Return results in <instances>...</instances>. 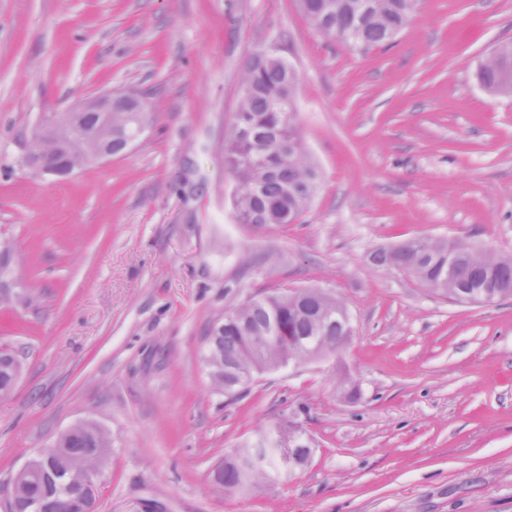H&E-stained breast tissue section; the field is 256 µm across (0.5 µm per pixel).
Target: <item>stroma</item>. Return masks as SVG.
I'll use <instances>...</instances> for the list:
<instances>
[{
    "label": "stroma",
    "mask_w": 512,
    "mask_h": 512,
    "mask_svg": "<svg viewBox=\"0 0 512 512\" xmlns=\"http://www.w3.org/2000/svg\"><path fill=\"white\" fill-rule=\"evenodd\" d=\"M512 0H421L392 42L316 30L298 0H0V487L93 422L95 512H512V296L455 302L375 254L415 238L512 257V98L477 61ZM297 72L319 173L292 224L241 223L224 163L256 51ZM137 93L146 130L60 179L30 133L80 99ZM346 304L348 344L240 395L205 363L216 320L262 291ZM313 440L288 481L224 496L212 468L281 420ZM15 355L11 352L0 353V397H7L12 392L13 376L18 381L21 373V362L16 361L11 370L12 361Z\"/></svg>",
    "instance_id": "35a3bbf8"
}]
</instances>
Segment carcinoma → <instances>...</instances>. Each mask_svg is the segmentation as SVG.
<instances>
[{
    "label": "carcinoma",
    "instance_id": "cac0c4a2",
    "mask_svg": "<svg viewBox=\"0 0 512 512\" xmlns=\"http://www.w3.org/2000/svg\"><path fill=\"white\" fill-rule=\"evenodd\" d=\"M310 23L337 41L371 47L392 40L409 23L417 0H299ZM479 84L488 92L512 98V43L499 46L477 67ZM297 73L276 53L251 59L243 78V94L233 133L224 147V162L238 181L236 208L245 224H279L280 202L288 201L300 215L311 201L316 169L307 161L295 129L293 94ZM145 113L135 112L125 101L112 112V154L122 152ZM239 154H249L252 164H234ZM381 265L413 277L436 294L455 299L463 285L475 302L512 295V258L488 252L452 253L448 242L411 239L375 256ZM344 304L319 288L260 293L224 315L207 338V360L237 365L244 383H250L256 364L252 346L282 326L298 339L296 345L279 346L269 357L296 362L324 357L341 348L353 335ZM15 355L0 353V397L11 394V365ZM288 422L261 431L256 440L224 457L222 482L215 487L230 496L252 484H273L291 478ZM111 447L103 430L92 434L77 425L64 443L59 459L67 462L56 477L58 512H89L83 496L70 492L82 473L94 463L95 444ZM45 488L43 475L29 482L23 495L1 490L7 512H37Z\"/></svg>",
    "mask_w": 512,
    "mask_h": 512
}]
</instances>
